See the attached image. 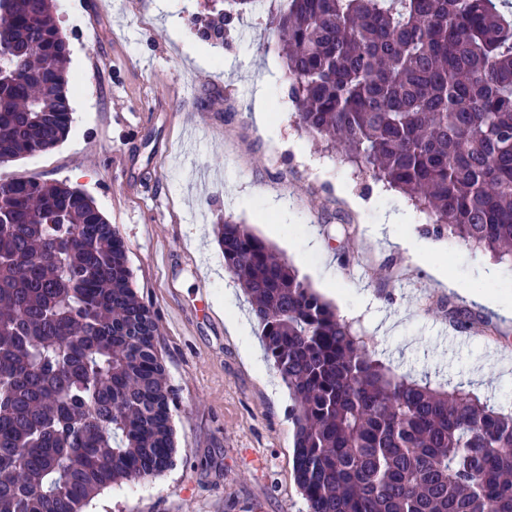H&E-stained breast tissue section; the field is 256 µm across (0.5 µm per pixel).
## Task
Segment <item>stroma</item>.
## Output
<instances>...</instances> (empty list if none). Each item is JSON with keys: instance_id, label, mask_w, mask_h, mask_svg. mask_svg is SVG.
I'll list each match as a JSON object with an SVG mask.
<instances>
[{"instance_id": "1", "label": "stroma", "mask_w": 512, "mask_h": 512, "mask_svg": "<svg viewBox=\"0 0 512 512\" xmlns=\"http://www.w3.org/2000/svg\"><path fill=\"white\" fill-rule=\"evenodd\" d=\"M59 0L78 85L74 123L54 149L0 165V177L81 189L124 239L134 287L156 321L174 394L176 453L158 477L105 489L85 512H306L292 476L288 390L262 358L259 327L225 272L213 227L225 216L276 248L363 336L375 358L432 387L478 377L481 402L512 412V262L457 237L431 240L426 214L357 177L301 131L264 0L199 36L207 0ZM271 103L256 122L258 98ZM407 221L384 233V213ZM445 266L455 287L432 270ZM497 297V335L448 313L464 291Z\"/></svg>"}]
</instances>
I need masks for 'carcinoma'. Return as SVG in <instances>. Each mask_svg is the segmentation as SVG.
Listing matches in <instances>:
<instances>
[{"mask_svg": "<svg viewBox=\"0 0 512 512\" xmlns=\"http://www.w3.org/2000/svg\"><path fill=\"white\" fill-rule=\"evenodd\" d=\"M57 0H0V163L72 127ZM298 125L432 231L512 257V0H287L276 18ZM292 400L308 512H512V413L419 384L247 225H217ZM461 330L489 320L456 307ZM173 398L124 241L66 183L0 179V512H84L173 462Z\"/></svg>", "mask_w": 512, "mask_h": 512, "instance_id": "1", "label": "carcinoma"}]
</instances>
